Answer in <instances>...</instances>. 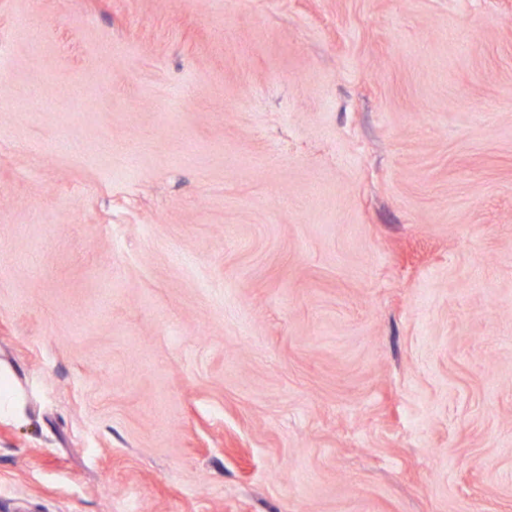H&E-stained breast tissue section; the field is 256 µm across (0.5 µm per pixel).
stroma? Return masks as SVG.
Segmentation results:
<instances>
[{"instance_id": "1", "label": "stroma", "mask_w": 512, "mask_h": 512, "mask_svg": "<svg viewBox=\"0 0 512 512\" xmlns=\"http://www.w3.org/2000/svg\"><path fill=\"white\" fill-rule=\"evenodd\" d=\"M0 512H512V6L0 0Z\"/></svg>"}]
</instances>
